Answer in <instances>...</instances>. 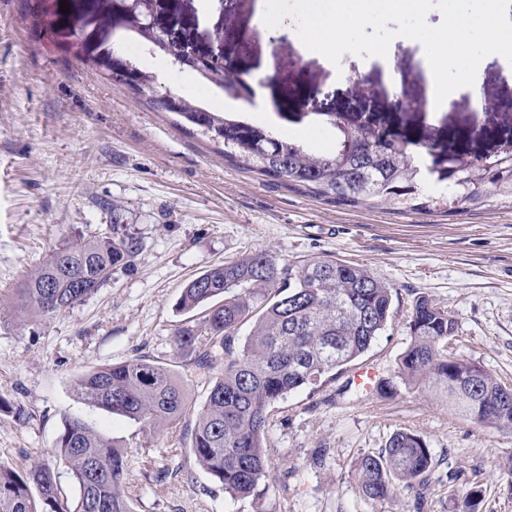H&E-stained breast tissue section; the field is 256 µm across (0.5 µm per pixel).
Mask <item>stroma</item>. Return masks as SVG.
Returning <instances> with one entry per match:
<instances>
[{"instance_id": "1", "label": "stroma", "mask_w": 512, "mask_h": 512, "mask_svg": "<svg viewBox=\"0 0 512 512\" xmlns=\"http://www.w3.org/2000/svg\"><path fill=\"white\" fill-rule=\"evenodd\" d=\"M254 9L255 0H233L240 30L225 40L224 58L234 69L273 61L266 90L282 135L331 144L319 116L301 114L297 83L309 81L343 110L354 104L337 80L344 69L363 80L377 119L408 139L477 155L512 139V118L474 111L470 93L455 94L447 111H428L419 42L389 46L414 96L410 111L398 112L377 62L347 53L333 65L297 34L262 33ZM143 66L159 96L187 98L202 85L163 55ZM116 218L141 242L133 266L79 305L18 324L17 286L59 244L107 235ZM259 250L283 265L329 256L365 267L393 287L394 305L364 355L274 404L267 476L258 499L240 500L189 450L207 385L175 350V304L193 278ZM421 296L456 319L459 354L512 385V209L491 201L448 216L339 206L228 164L220 145L180 117L147 107L62 51L33 24L27 0H0V462L24 471L49 459L65 420L79 417L126 445L135 512H458L471 488L482 492L479 512H512V430L457 415L398 373ZM142 356L173 371L189 404L182 419L150 434L74 391L86 370ZM367 367L384 389L354 384ZM398 430L423 437L440 464L426 486L368 499L357 463Z\"/></svg>"}]
</instances>
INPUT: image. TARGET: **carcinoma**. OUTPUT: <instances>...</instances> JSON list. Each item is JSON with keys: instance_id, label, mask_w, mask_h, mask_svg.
Here are the masks:
<instances>
[{"instance_id": "cac0c4a2", "label": "carcinoma", "mask_w": 512, "mask_h": 512, "mask_svg": "<svg viewBox=\"0 0 512 512\" xmlns=\"http://www.w3.org/2000/svg\"><path fill=\"white\" fill-rule=\"evenodd\" d=\"M149 0H94L96 28L85 44L65 41V51L93 65L113 83L165 112L174 113L203 135L224 145V160L263 177L279 179L314 198L357 207L365 202L399 213L452 214L484 205L488 197L512 208V140L498 153L468 163L450 158L429 174L414 156L415 143L383 128L354 125L339 112L320 116L334 145L317 152L309 144L254 124L240 112H211L178 95L154 96V78L116 47L117 32L139 41L152 54L167 56L232 99L241 85L224 78V68L205 59L174 55L149 13ZM29 16L56 36L67 16L50 7ZM140 249L133 236L112 235L59 245L17 289L15 317L27 322L75 307L132 265ZM393 288L366 268L336 258L311 257L282 265L273 254L255 251L192 279L176 302L179 313L206 307L202 325L178 328L174 342L190 364L206 373L218 364L199 411L190 449L198 465L224 492L244 500L257 496L267 476L264 437L269 408L287 394L314 385L322 376L362 356L392 317ZM251 331L239 344L245 324ZM410 343L399 362L409 382L446 395L448 405L478 423L512 429V389L475 363L448 351L454 317L425 297L412 306ZM75 393L85 404L130 420L151 432L180 420L187 411L183 384L157 360L105 364L84 372ZM54 454L65 464L76 493L68 496L50 463L19 473L0 463V512H134L125 492L130 460L118 441L81 418L65 421ZM435 461L418 434L399 430L378 454L357 464L365 497L382 499L394 480L425 486ZM481 490L462 496L460 512H479Z\"/></svg>"}]
</instances>
